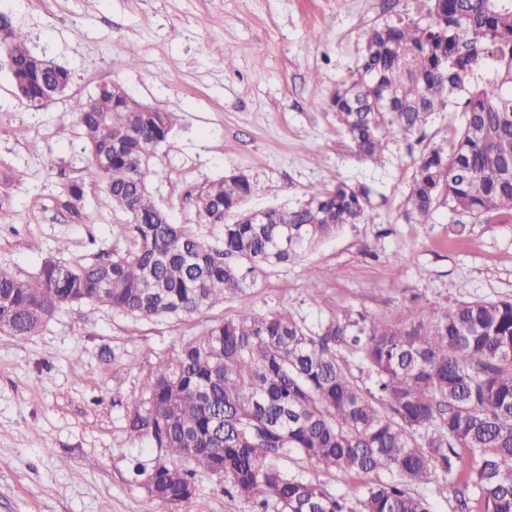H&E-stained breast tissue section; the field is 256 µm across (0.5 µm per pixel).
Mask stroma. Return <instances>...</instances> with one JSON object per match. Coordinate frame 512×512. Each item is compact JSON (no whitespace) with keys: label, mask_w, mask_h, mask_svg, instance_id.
<instances>
[{"label":"stroma","mask_w":512,"mask_h":512,"mask_svg":"<svg viewBox=\"0 0 512 512\" xmlns=\"http://www.w3.org/2000/svg\"><path fill=\"white\" fill-rule=\"evenodd\" d=\"M421 0H0L30 46L70 68L59 99H16L0 58V268L28 279L47 257L76 264L129 249L126 215L95 177L70 104L120 83L143 106L169 113L150 184L172 223L221 243L195 198L242 172L245 209L295 208L309 190L369 186L367 217L304 257L260 271L249 289L258 311L286 310L315 326L337 307L397 319L412 294L454 299L512 295V223L477 224L463 242L447 207L426 223L406 218L414 162L448 144L461 115L442 112L424 139L397 135L374 164L355 156L327 104L361 56L365 33L417 16ZM136 57H129V48ZM85 195L68 209L63 182ZM324 277L308 286V270ZM239 299L178 318L137 320L103 307L59 309L18 342L0 334V512H168L132 479L157 451L125 431L127 396L183 340L234 317ZM198 496L180 512H252L197 471Z\"/></svg>","instance_id":"obj_1"}]
</instances>
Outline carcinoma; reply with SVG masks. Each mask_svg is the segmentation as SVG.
<instances>
[{
    "instance_id": "1",
    "label": "carcinoma",
    "mask_w": 512,
    "mask_h": 512,
    "mask_svg": "<svg viewBox=\"0 0 512 512\" xmlns=\"http://www.w3.org/2000/svg\"><path fill=\"white\" fill-rule=\"evenodd\" d=\"M424 7L417 19L367 32L328 107L353 153L373 163L391 136L460 110L449 146L414 162L405 216L421 223L446 205L462 217L451 226L462 241L471 223H512V0ZM28 41L0 11V55L37 107L47 86H69L72 73L44 70ZM71 110L96 175L129 217L131 247L85 264L50 257L32 280L0 269V333L18 341L65 305L87 307L89 319L108 306L151 320L244 297L263 266L292 262L366 218L370 188L338 182L254 224L240 214L252 183L232 174L197 197L200 219L222 231V247H212L171 223L149 191L168 113L142 112L110 84ZM126 430L157 449L133 475L170 508L197 497L199 468L255 512H432L429 485L452 490L457 512H512V296L428 308L414 294L394 322L339 307L314 328L244 301L157 364L130 396ZM288 461L353 474L359 495L334 494Z\"/></svg>"
}]
</instances>
